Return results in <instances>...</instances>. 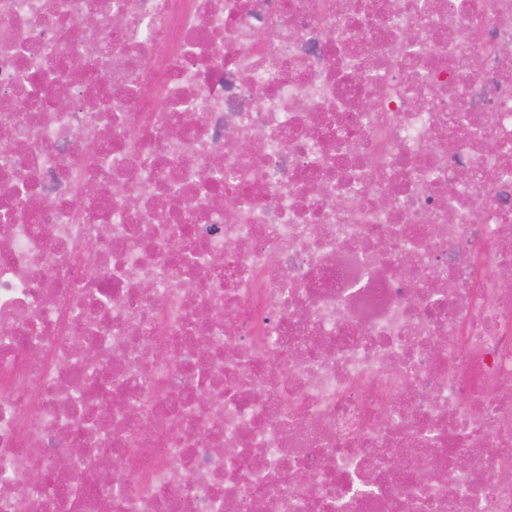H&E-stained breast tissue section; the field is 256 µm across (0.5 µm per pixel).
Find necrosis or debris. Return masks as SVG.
<instances>
[{
  "label": "necrosis or debris",
  "mask_w": 512,
  "mask_h": 512,
  "mask_svg": "<svg viewBox=\"0 0 512 512\" xmlns=\"http://www.w3.org/2000/svg\"><path fill=\"white\" fill-rule=\"evenodd\" d=\"M507 269L512 0H0V512H512Z\"/></svg>",
  "instance_id": "4bbe7bcc"
}]
</instances>
